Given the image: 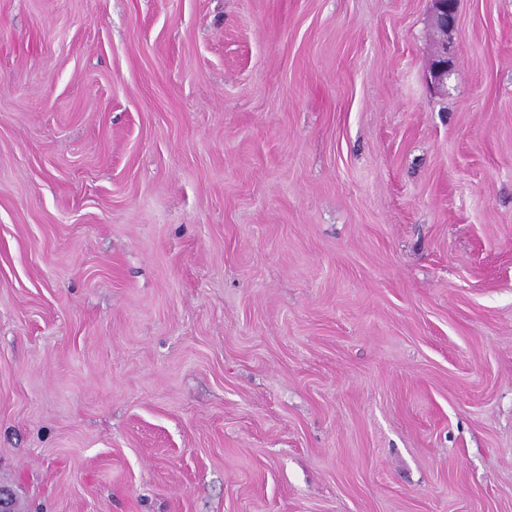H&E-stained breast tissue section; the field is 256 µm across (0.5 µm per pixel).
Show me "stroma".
<instances>
[{
  "label": "stroma",
  "instance_id": "35a3bbf8",
  "mask_svg": "<svg viewBox=\"0 0 512 512\" xmlns=\"http://www.w3.org/2000/svg\"><path fill=\"white\" fill-rule=\"evenodd\" d=\"M0 0V485L22 512H512V0ZM430 22L438 34L432 74L438 83H444L453 67V57L448 49V32L454 31L458 21V0H430Z\"/></svg>",
  "mask_w": 512,
  "mask_h": 512
}]
</instances>
